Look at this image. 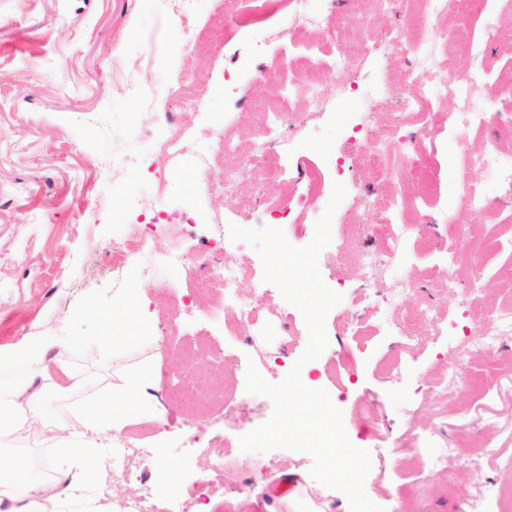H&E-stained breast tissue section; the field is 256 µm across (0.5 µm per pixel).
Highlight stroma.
<instances>
[{
	"mask_svg": "<svg viewBox=\"0 0 512 512\" xmlns=\"http://www.w3.org/2000/svg\"><path fill=\"white\" fill-rule=\"evenodd\" d=\"M335 2L337 25L367 49L352 77L362 93L339 89L329 69L314 70L329 107L309 120L301 93L292 95L293 126L278 153L283 174L261 199L246 180L235 195H225L224 152L210 132L223 128L248 142L254 106L278 108L283 96L261 71L289 55L322 57L331 48L324 36L298 26L288 40L253 44L244 22L260 0H193L190 21L177 35L170 30V0H0V347L30 335L80 337L62 352L86 375L89 396L113 383L122 367L145 363L153 371L146 408L123 429L135 477L113 472L103 448L94 486L124 496L145 487L162 503L168 473L203 482L210 460L221 453L223 481L203 482L201 498L188 500L187 512L208 502L215 512H275L285 479L329 503L332 512H350L342 493L311 477L310 455L241 451L240 437L272 415V401L261 395L252 396L244 414H216L204 439L185 453L151 452L185 428L183 411L163 393L168 369L196 375L183 348L204 347L214 388L223 389L228 377L242 389L251 363L266 381L280 383L308 342L301 312L275 288L264 306L282 312L287 349L253 327L225 331L218 311L223 288L199 302L193 284L200 267H161L158 256L175 247L207 258L218 231L268 226L283 204L303 193V175L315 169L325 187L339 182L347 190L319 256L324 283L342 301L326 317V349L302 363V382L327 390L350 441L369 451L365 491L385 512H468L480 479L489 489L486 512H498L497 494L512 476V336L502 337L492 356L470 352L457 377H447L446 366L461 349L459 325L478 335L477 316L512 306V202L477 214L460 201L465 184L483 179L471 154L491 137L512 149V124L496 120L454 132L421 116L407 122L406 132L424 140L436 193L424 203L427 224L403 241L389 271L391 279H411L412 289L366 304L354 260L357 252L378 249L379 241L365 207L377 194L403 190L395 177L375 191L362 164L389 135L405 68L399 62L381 69L382 48L374 39L408 23L409 15H388L375 0L353 7ZM489 14L496 22L492 40ZM455 23V39L436 54L433 69L459 70L476 55L490 84L512 72L506 47L512 0H489L483 15L458 6ZM143 60L158 79L150 117L132 89ZM172 72L187 78L178 96L163 81ZM177 127L195 147L160 153L159 142ZM204 166L217 179L187 184L186 176ZM147 222L153 250L130 248L113 262V246ZM451 273L458 281L452 293L446 288ZM131 288L147 302L156 326L116 357L99 320L74 311L88 304L111 311L114 294ZM426 305L443 323L420 332L413 316ZM394 307L404 321L392 330L385 320ZM391 359L399 363L392 376L384 370ZM271 458L281 461L278 472L267 470Z\"/></svg>",
	"mask_w": 512,
	"mask_h": 512,
	"instance_id": "35a3bbf8",
	"label": "stroma"
}]
</instances>
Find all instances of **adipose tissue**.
<instances>
[{"instance_id": "obj_1", "label": "adipose tissue", "mask_w": 512, "mask_h": 512, "mask_svg": "<svg viewBox=\"0 0 512 512\" xmlns=\"http://www.w3.org/2000/svg\"><path fill=\"white\" fill-rule=\"evenodd\" d=\"M149 321L150 313L137 291L120 293L111 315L104 319L113 351L138 339ZM61 344V339L53 336H26L0 348L1 370L29 367L40 379L36 389L27 383L0 385V512H106L87 487V475L97 462L90 446L111 440L141 411L148 369L143 365L120 369L111 391L74 404L68 420L50 424L43 412L45 397L51 393L73 395L85 385L81 373L56 354ZM48 425L60 433L63 446L48 459L53 479L40 480L28 473L18 443Z\"/></svg>"}]
</instances>
